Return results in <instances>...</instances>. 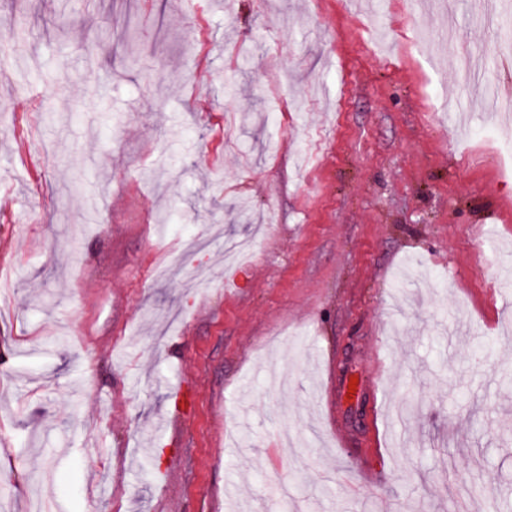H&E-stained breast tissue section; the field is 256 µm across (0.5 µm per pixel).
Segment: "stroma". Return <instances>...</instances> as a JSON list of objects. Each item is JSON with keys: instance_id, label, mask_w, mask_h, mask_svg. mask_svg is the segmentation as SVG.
I'll return each instance as SVG.
<instances>
[{"instance_id": "obj_1", "label": "stroma", "mask_w": 512, "mask_h": 512, "mask_svg": "<svg viewBox=\"0 0 512 512\" xmlns=\"http://www.w3.org/2000/svg\"><path fill=\"white\" fill-rule=\"evenodd\" d=\"M352 2L0 0L5 512H512V11Z\"/></svg>"}]
</instances>
